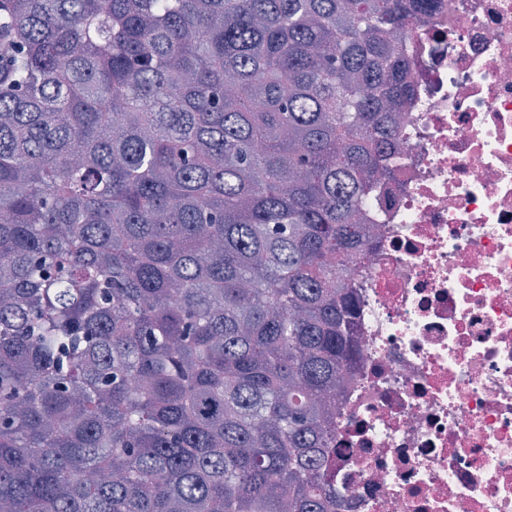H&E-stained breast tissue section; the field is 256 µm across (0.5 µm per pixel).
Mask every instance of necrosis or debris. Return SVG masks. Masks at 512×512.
I'll use <instances>...</instances> for the list:
<instances>
[{"mask_svg":"<svg viewBox=\"0 0 512 512\" xmlns=\"http://www.w3.org/2000/svg\"><path fill=\"white\" fill-rule=\"evenodd\" d=\"M399 43L392 170L346 264L336 512H512V0H438Z\"/></svg>","mask_w":512,"mask_h":512,"instance_id":"1","label":"necrosis or debris"}]
</instances>
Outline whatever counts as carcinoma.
Listing matches in <instances>:
<instances>
[{
  "label": "carcinoma",
  "mask_w": 512,
  "mask_h": 512,
  "mask_svg": "<svg viewBox=\"0 0 512 512\" xmlns=\"http://www.w3.org/2000/svg\"><path fill=\"white\" fill-rule=\"evenodd\" d=\"M436 0H0V512H332L340 283Z\"/></svg>",
  "instance_id": "carcinoma-1"
}]
</instances>
